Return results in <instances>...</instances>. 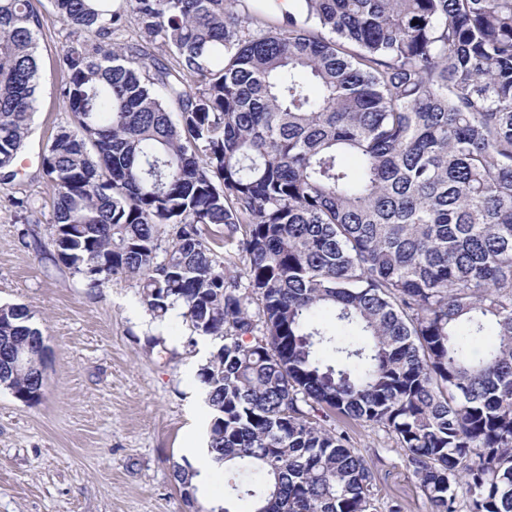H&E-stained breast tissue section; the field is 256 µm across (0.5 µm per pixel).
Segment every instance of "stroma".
<instances>
[{"label":"stroma","instance_id":"1","mask_svg":"<svg viewBox=\"0 0 512 512\" xmlns=\"http://www.w3.org/2000/svg\"><path fill=\"white\" fill-rule=\"evenodd\" d=\"M39 14L42 94L16 166L0 180V305L28 306L49 356L43 395L26 404L0 390V512H193L224 501L216 476L187 503L172 478L190 439L205 440L211 409L196 374L215 345L182 319H155L138 301L135 280L118 274L89 287L55 261L53 189L39 154L69 114L57 89L66 79L68 32L49 0ZM29 198L31 222L11 201ZM373 463L381 505L430 512L402 451L381 428L346 427Z\"/></svg>","mask_w":512,"mask_h":512}]
</instances>
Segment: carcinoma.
<instances>
[{"label": "carcinoma", "instance_id": "cac0c4a2", "mask_svg": "<svg viewBox=\"0 0 512 512\" xmlns=\"http://www.w3.org/2000/svg\"><path fill=\"white\" fill-rule=\"evenodd\" d=\"M49 2L72 35L70 118L41 156L51 243L90 287L123 274L222 341L197 378L208 466L238 474L224 500L378 512L327 410L383 427L431 512H512V0ZM40 27L0 0L3 181ZM20 342L44 346L1 305L0 349ZM0 388L42 397L3 365ZM198 475L174 464L184 489Z\"/></svg>", "mask_w": 512, "mask_h": 512}]
</instances>
